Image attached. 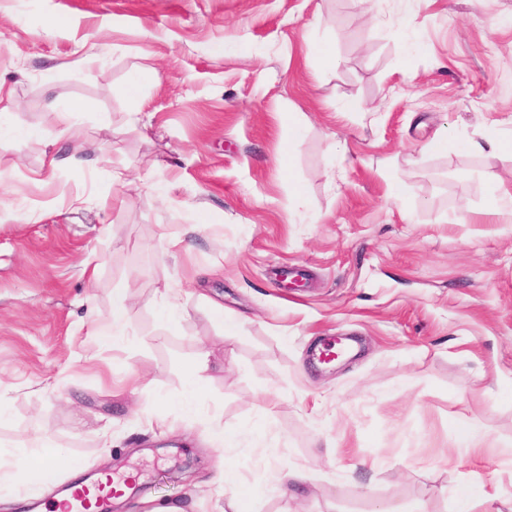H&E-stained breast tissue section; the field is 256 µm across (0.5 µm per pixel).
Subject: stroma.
I'll return each instance as SVG.
<instances>
[{
	"mask_svg": "<svg viewBox=\"0 0 512 512\" xmlns=\"http://www.w3.org/2000/svg\"><path fill=\"white\" fill-rule=\"evenodd\" d=\"M0 89V452L136 475L111 512H222L230 460L242 512H512V223L475 216L512 0H0ZM330 336L357 353L314 362ZM127 312L126 298L123 295H115L112 301V325L110 333L103 338H112L115 342L124 334L125 315Z\"/></svg>",
	"mask_w": 512,
	"mask_h": 512,
	"instance_id": "obj_1",
	"label": "stroma"
}]
</instances>
